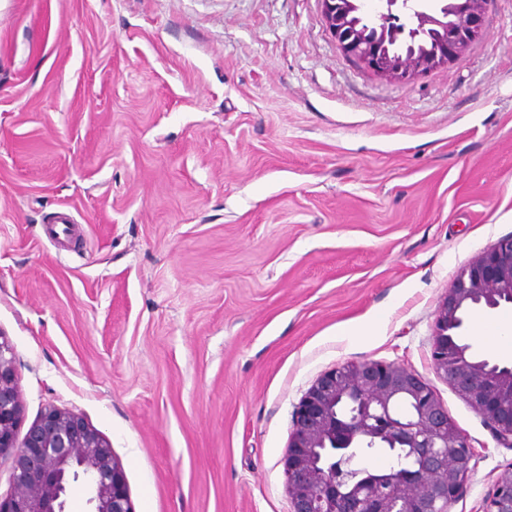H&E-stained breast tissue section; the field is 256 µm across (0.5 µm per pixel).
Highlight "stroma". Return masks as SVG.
<instances>
[{
	"label": "stroma",
	"instance_id": "35a3bbf8",
	"mask_svg": "<svg viewBox=\"0 0 512 512\" xmlns=\"http://www.w3.org/2000/svg\"><path fill=\"white\" fill-rule=\"evenodd\" d=\"M510 234L512 0L402 81L347 58L321 0H0L18 431L81 414L133 512H289L296 406L370 361L434 390L476 454L453 512H480L512 447L435 372L432 327Z\"/></svg>",
	"mask_w": 512,
	"mask_h": 512
}]
</instances>
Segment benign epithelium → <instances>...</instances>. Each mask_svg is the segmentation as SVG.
<instances>
[{
    "mask_svg": "<svg viewBox=\"0 0 512 512\" xmlns=\"http://www.w3.org/2000/svg\"><path fill=\"white\" fill-rule=\"evenodd\" d=\"M343 53L374 74L406 80L445 66L486 30L489 0H321ZM512 306V235L464 266L441 299L432 333L435 371L512 446V364L478 357L463 341L466 313ZM406 404L409 413L397 411ZM23 412L16 353L0 336V463L10 491L0 512H65L71 482L86 484L89 512H132L125 476L105 438L79 414L45 407L17 441ZM402 448L414 466L381 480L356 467L362 450ZM474 449L429 384L400 365L343 363L322 373L293 413L284 457L290 512H452L474 470ZM482 512H512V467Z\"/></svg>",
    "mask_w": 512,
    "mask_h": 512,
    "instance_id": "obj_1",
    "label": "benign epithelium"
}]
</instances>
